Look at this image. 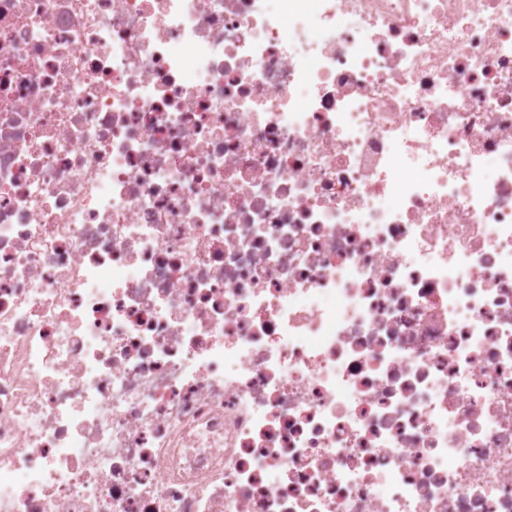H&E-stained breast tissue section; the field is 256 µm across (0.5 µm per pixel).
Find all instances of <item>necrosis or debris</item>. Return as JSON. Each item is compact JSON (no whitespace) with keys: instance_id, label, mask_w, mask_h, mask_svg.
Masks as SVG:
<instances>
[{"instance_id":"necrosis-or-debris-1","label":"necrosis or debris","mask_w":512,"mask_h":512,"mask_svg":"<svg viewBox=\"0 0 512 512\" xmlns=\"http://www.w3.org/2000/svg\"><path fill=\"white\" fill-rule=\"evenodd\" d=\"M0 512H512V0H0Z\"/></svg>"}]
</instances>
